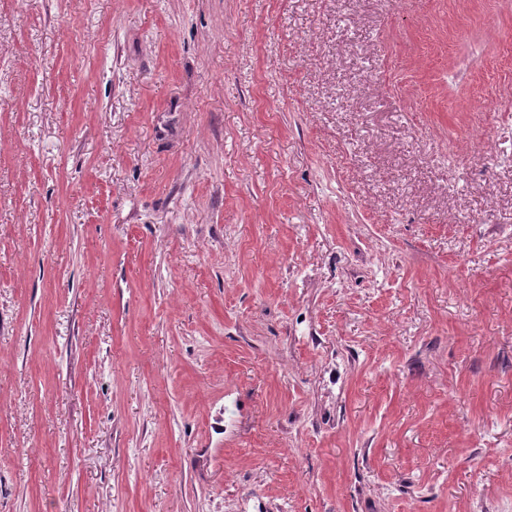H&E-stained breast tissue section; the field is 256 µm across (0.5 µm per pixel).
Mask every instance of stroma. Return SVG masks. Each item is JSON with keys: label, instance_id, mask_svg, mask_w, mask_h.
<instances>
[{"label": "stroma", "instance_id": "1", "mask_svg": "<svg viewBox=\"0 0 512 512\" xmlns=\"http://www.w3.org/2000/svg\"><path fill=\"white\" fill-rule=\"evenodd\" d=\"M0 512H512V0H0Z\"/></svg>", "mask_w": 512, "mask_h": 512}]
</instances>
